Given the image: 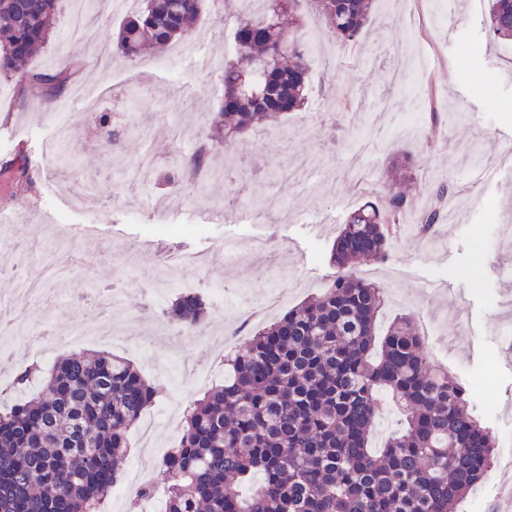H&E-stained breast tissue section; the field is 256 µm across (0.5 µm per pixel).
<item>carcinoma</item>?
Listing matches in <instances>:
<instances>
[{
  "label": "carcinoma",
  "instance_id": "obj_1",
  "mask_svg": "<svg viewBox=\"0 0 512 512\" xmlns=\"http://www.w3.org/2000/svg\"><path fill=\"white\" fill-rule=\"evenodd\" d=\"M304 1L343 49L359 44L373 11V0H263L260 17L239 16L235 55L224 62V142L303 108L307 48L293 34L281 54L278 36L299 25ZM62 2L0 0L1 79L22 88L62 79L25 68L54 33ZM139 2L119 26L117 48L129 60L182 43L204 11V0ZM485 14L489 37L512 42V0H486ZM266 59L271 70L255 71L266 94L239 96L240 72ZM98 122L102 144H112L118 131L109 114ZM207 160L202 147L176 165L189 177ZM6 168L14 197L30 199L26 159ZM406 173L404 162H392L384 202L351 213L330 252L331 285L248 338L224 359V383L193 401L162 463L174 479L166 512H457L481 485L495 449L490 428L465 387L431 362L411 317H396L376 343L386 295L355 271L365 258H388ZM166 315L195 329L210 313L199 297L181 294ZM14 388L21 396L0 411V512H100L155 388L109 352L62 356L48 372L20 367ZM383 392L405 413V428L375 452Z\"/></svg>",
  "mask_w": 512,
  "mask_h": 512
}]
</instances>
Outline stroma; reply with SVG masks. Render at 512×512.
Masks as SVG:
<instances>
[{"label":"stroma","instance_id":"35a3bbf8","mask_svg":"<svg viewBox=\"0 0 512 512\" xmlns=\"http://www.w3.org/2000/svg\"><path fill=\"white\" fill-rule=\"evenodd\" d=\"M64 4L52 38L31 61L39 72L65 70L63 88L21 90L0 81V164L24 152L35 173V202L19 204L8 174H0V311L11 312L19 281L18 258L38 270L40 258L21 256L36 235L66 228V251L80 252L84 265L73 281L31 298V317L13 347V366L0 370L9 381L17 366L31 362L51 369L57 357L82 352L64 344L42 356L30 342L48 328L58 335L90 324L93 307L76 303L74 285L116 286V256L129 259L138 288L147 295L122 325L140 334L167 324L165 310L177 292L154 296L157 267L148 248L165 235L181 252L204 254L205 268L176 275L181 291L209 299L210 287L224 288V329L247 338L251 325L236 309L280 298V311L327 287L335 270L327 257L350 212L379 202L385 167L394 157L408 165L402 193L410 205L404 225L391 240L389 258L359 267L361 277L391 290L388 314L422 311L429 344L451 377L467 389L475 413L498 442V454L512 448V366L503 355L504 322L512 321V43L489 44L486 27L470 17L467 0H416L414 19L396 18L376 4L375 25L366 34L373 57L359 64L357 52H339L326 41V54L311 57L305 108L279 123L241 134L232 150L213 149L211 164L225 171L206 195L187 182L160 187L141 181L132 165L153 156L160 170L172 154H188L206 143L224 91V61L233 48L238 0H226L222 21L204 16L191 37L147 59L114 62L123 11L112 0H96L78 22ZM335 57L327 67V57ZM153 89V107L131 112L113 89L137 84ZM102 90L103 104L123 128L117 149L98 144L95 114L79 98ZM75 129L69 149L83 161L61 176L51 146L61 102ZM451 181L465 197L457 221L440 224L427 238L412 222L433 204L438 183ZM165 196L168 208L152 201ZM278 199L276 208L265 207ZM238 254L225 260L224 240ZM108 351L127 356L157 390L147 417L166 418L172 407H188L207 385L191 364L202 343L171 351L163 346L126 350L120 341Z\"/></svg>","mask_w":512,"mask_h":512}]
</instances>
